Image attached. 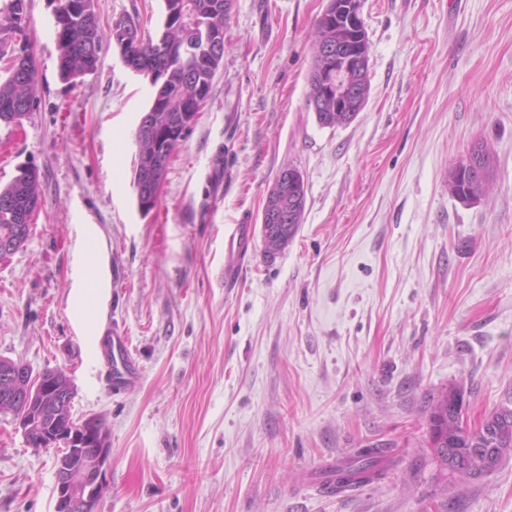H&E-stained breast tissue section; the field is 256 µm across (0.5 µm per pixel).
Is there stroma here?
<instances>
[{
  "instance_id": "stroma-1",
  "label": "stroma",
  "mask_w": 512,
  "mask_h": 512,
  "mask_svg": "<svg viewBox=\"0 0 512 512\" xmlns=\"http://www.w3.org/2000/svg\"><path fill=\"white\" fill-rule=\"evenodd\" d=\"M326 3L233 0L209 98L145 216L135 133L152 87L110 34L135 12L158 35L162 0H94L98 69L72 86L48 0H28L37 105L0 125V185L31 165L41 205L0 259V357L64 370L74 418L105 423L96 512H512V459L447 485L425 424L453 384L470 423L512 406V0H363L369 98L335 128L306 102ZM477 141L494 172L468 205L448 170ZM288 166L307 189L297 234L276 254L255 236L225 287V235L260 224ZM90 275L101 300L83 313ZM110 321L141 370L120 394L98 348ZM368 445L390 449L386 477L324 493L327 468ZM55 456L0 412V512H53Z\"/></svg>"
}]
</instances>
